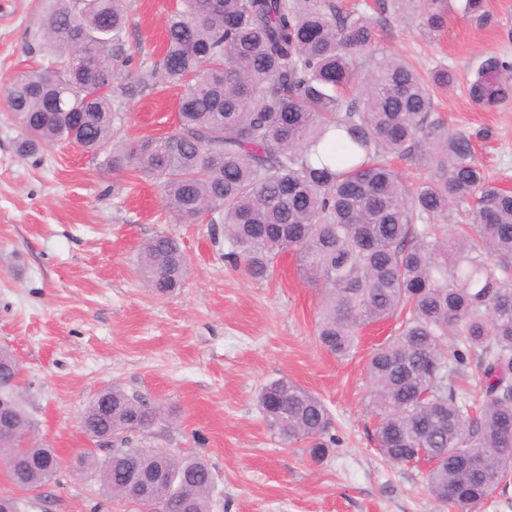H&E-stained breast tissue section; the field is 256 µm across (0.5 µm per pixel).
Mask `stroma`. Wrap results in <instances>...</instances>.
<instances>
[{
    "label": "stroma",
    "mask_w": 512,
    "mask_h": 512,
    "mask_svg": "<svg viewBox=\"0 0 512 512\" xmlns=\"http://www.w3.org/2000/svg\"><path fill=\"white\" fill-rule=\"evenodd\" d=\"M463 3L448 0V25L434 40L420 35L414 0H399L377 17L384 47L424 71L512 58V0H486L483 19L465 15ZM172 7L124 0L134 55L126 76L145 83L119 108L132 141L177 125L180 87L148 83ZM41 15V0H0V347L18 358L34 434L64 470L21 495L0 461V496L20 495V512H132L77 467L91 449L81 413L118 383L174 408L173 421L131 444L204 459L214 512H446L425 489L424 467L389 464L377 447L367 363L395 322L365 327L352 356L332 355L315 334L321 291L301 278L294 253L252 278L226 258L209 224L175 221L160 187L134 171L108 170L102 156L66 143L18 155L22 129L5 89L43 63L29 47ZM436 114L472 136L492 181L512 184V104L477 108L461 81L439 97ZM160 233L179 242L189 264L169 296L149 291L137 263L140 244ZM281 377L320 397L333 417L336 444L322 461L310 458L307 440L283 445L257 407L259 389Z\"/></svg>",
    "instance_id": "obj_1"
}]
</instances>
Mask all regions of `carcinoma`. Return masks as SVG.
<instances>
[{
    "instance_id": "1",
    "label": "carcinoma",
    "mask_w": 512,
    "mask_h": 512,
    "mask_svg": "<svg viewBox=\"0 0 512 512\" xmlns=\"http://www.w3.org/2000/svg\"><path fill=\"white\" fill-rule=\"evenodd\" d=\"M326 0H179L152 77L182 88L176 132L127 142L118 108L141 91L119 80L132 61L123 0H48L30 42L45 63L10 81L6 103L24 130L26 156L67 141L105 154L112 171L159 185L176 220L206 219L228 255L253 278L281 253L296 254L304 279L322 288L320 345L346 357L363 327L401 319L369 362L378 447L395 465L437 464L426 489L444 508L478 512L512 475V193L490 181L471 139L433 118L436 93L457 81L445 65L422 77L384 49L368 11ZM421 28L444 30L446 0H415ZM374 56L362 74L357 59ZM471 102L512 100V60L491 55L468 83ZM422 163L411 185L399 164ZM455 208L458 231L439 218ZM139 267L152 293L182 285L187 258L164 234L144 242ZM14 358L0 348V395L29 445L0 441L13 482L42 487L54 449L32 438ZM479 386L463 385L468 368ZM257 403L288 445L307 439L316 459L335 438L331 414L304 387L279 378ZM172 409L114 384L84 408L91 437L122 439L166 422ZM139 464L166 480L147 486L166 512H212V474L201 460L124 448L82 464L114 499L138 502L128 471Z\"/></svg>"
}]
</instances>
